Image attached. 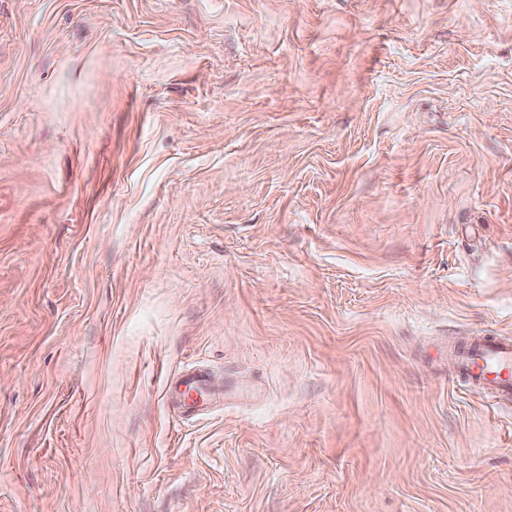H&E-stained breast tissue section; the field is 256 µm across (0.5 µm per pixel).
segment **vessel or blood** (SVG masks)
<instances>
[{
	"mask_svg": "<svg viewBox=\"0 0 512 512\" xmlns=\"http://www.w3.org/2000/svg\"><path fill=\"white\" fill-rule=\"evenodd\" d=\"M454 359L475 384L485 386L493 401L512 396V343L494 336H480L455 349ZM168 408L180 419L203 414L206 407L223 402L206 372L187 365L183 376L166 392Z\"/></svg>",
	"mask_w": 512,
	"mask_h": 512,
	"instance_id": "b4317fda",
	"label": "vessel or blood"
}]
</instances>
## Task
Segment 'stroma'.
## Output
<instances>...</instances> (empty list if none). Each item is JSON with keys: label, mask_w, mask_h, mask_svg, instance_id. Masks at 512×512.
<instances>
[{"label": "stroma", "mask_w": 512, "mask_h": 512, "mask_svg": "<svg viewBox=\"0 0 512 512\" xmlns=\"http://www.w3.org/2000/svg\"><path fill=\"white\" fill-rule=\"evenodd\" d=\"M482 334L512 0H0V512H512ZM191 391L199 394L200 402L194 404L186 402L184 396ZM166 400L173 414L183 420L191 414H203L216 403L224 405V390L216 391L204 370L188 364L183 376L167 390Z\"/></svg>", "instance_id": "35a3bbf8"}]
</instances>
